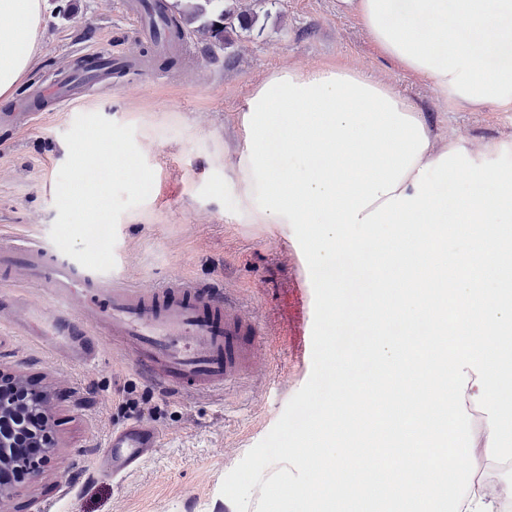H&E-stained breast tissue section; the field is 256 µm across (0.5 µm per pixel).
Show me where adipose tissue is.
Masks as SVG:
<instances>
[{
	"label": "adipose tissue",
	"instance_id": "ef3b65f1",
	"mask_svg": "<svg viewBox=\"0 0 512 512\" xmlns=\"http://www.w3.org/2000/svg\"><path fill=\"white\" fill-rule=\"evenodd\" d=\"M338 4L444 96L477 109L512 103V0ZM43 10L44 0H0L1 101L32 71ZM474 26L485 37L463 39ZM241 112L238 219L325 225L306 242L315 266L342 259L352 275L396 285L395 298L380 288L368 306L371 387L339 374L315 441L333 454L299 496L317 498V512H512V155L497 144L437 148L420 106L341 65L276 70ZM284 155L311 172L279 176L273 160ZM460 178L459 193L434 189Z\"/></svg>",
	"mask_w": 512,
	"mask_h": 512
}]
</instances>
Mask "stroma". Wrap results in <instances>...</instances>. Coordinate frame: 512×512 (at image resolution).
<instances>
[{
	"label": "stroma",
	"instance_id": "stroma-1",
	"mask_svg": "<svg viewBox=\"0 0 512 512\" xmlns=\"http://www.w3.org/2000/svg\"><path fill=\"white\" fill-rule=\"evenodd\" d=\"M126 2L48 0L33 71L0 104V247L49 240L68 156L64 135L78 115L101 114L135 127L154 172L148 199L118 220L112 276L147 289L172 278L216 285L257 322L261 338L250 372L234 384L166 391L112 343L94 364L77 365L0 325V371L43 394L52 446L50 466L12 483L0 512H232L220 492L225 476L312 370L314 291L292 226L235 217L240 110L266 75L288 65L349 66L417 103L438 147L512 148V105L472 111L443 97L381 55L337 0H260L253 31L224 47L187 31L173 69L138 42ZM88 51L120 52L133 65L72 102L39 97V86ZM132 423L158 429L162 446L138 469L112 477L100 458L113 430Z\"/></svg>",
	"mask_w": 512,
	"mask_h": 512
}]
</instances>
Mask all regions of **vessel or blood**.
<instances>
[{"instance_id": "b4317fda", "label": "vessel or blood", "mask_w": 512, "mask_h": 512, "mask_svg": "<svg viewBox=\"0 0 512 512\" xmlns=\"http://www.w3.org/2000/svg\"><path fill=\"white\" fill-rule=\"evenodd\" d=\"M0 269L25 278L52 301L45 313L19 306L7 322L29 331L47 323L48 336L69 359L92 363L108 336L152 381L198 391L234 382L252 363L256 323L235 302L193 280L173 278L144 290L76 268L40 241L1 248ZM159 446L157 433L133 424L113 431L106 462L113 474L129 473Z\"/></svg>"}]
</instances>
